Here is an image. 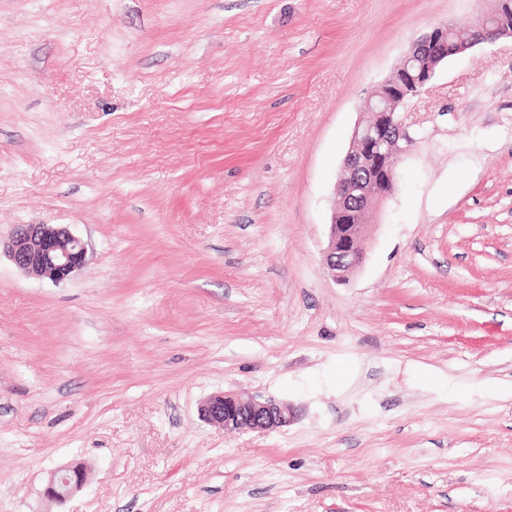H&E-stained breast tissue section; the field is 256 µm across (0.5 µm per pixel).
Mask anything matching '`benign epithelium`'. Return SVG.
<instances>
[{
	"label": "benign epithelium",
	"instance_id": "benign-epithelium-1",
	"mask_svg": "<svg viewBox=\"0 0 512 512\" xmlns=\"http://www.w3.org/2000/svg\"><path fill=\"white\" fill-rule=\"evenodd\" d=\"M474 41L451 42L448 31L434 27L413 43L395 65L391 76L377 85V93L366 102L370 120L358 124L352 147L334 185V206L328 245L323 260L330 275L342 281L364 262V242L372 225L373 211L393 195L397 169L403 156L419 142L420 123L409 112L421 95L422 83L413 77L412 62L420 57L444 59L470 48ZM0 253L27 275L56 283L70 279L86 262L87 248L67 226L18 224L7 240L0 239ZM202 419L226 433L241 429L274 431L296 418L286 402L262 400L239 393H215L198 408ZM83 465L75 464L52 474L44 494L61 502L85 484Z\"/></svg>",
	"mask_w": 512,
	"mask_h": 512
}]
</instances>
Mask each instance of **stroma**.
I'll return each instance as SVG.
<instances>
[{"mask_svg":"<svg viewBox=\"0 0 512 512\" xmlns=\"http://www.w3.org/2000/svg\"><path fill=\"white\" fill-rule=\"evenodd\" d=\"M495 0H0V512H512V37L448 60L347 281L364 101ZM292 404L226 433L200 403ZM87 470L65 502L44 488ZM2 252L27 275L60 283L69 280L86 262L87 248L67 226L18 224L7 240L0 238ZM198 411L204 421L222 427L226 433L244 428L274 431L288 426L296 418L294 407L286 402L226 392L207 397ZM86 480V471L82 464H75L52 474L44 494L51 500L61 502L79 491Z\"/></svg>","mask_w":512,"mask_h":512,"instance_id":"obj_1","label":"stroma"}]
</instances>
